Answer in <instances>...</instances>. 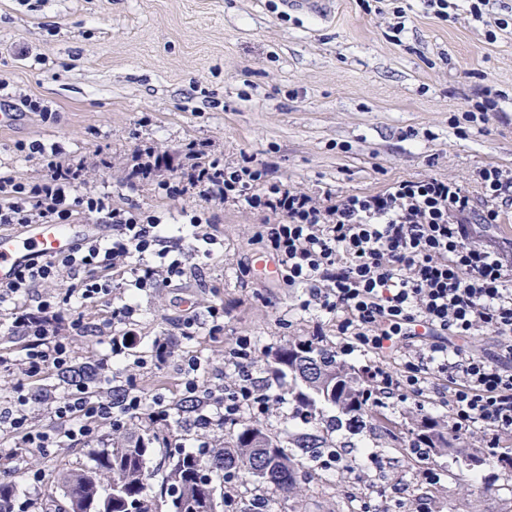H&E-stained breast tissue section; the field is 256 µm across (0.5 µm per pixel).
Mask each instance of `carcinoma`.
<instances>
[{"mask_svg": "<svg viewBox=\"0 0 512 512\" xmlns=\"http://www.w3.org/2000/svg\"><path fill=\"white\" fill-rule=\"evenodd\" d=\"M272 373L278 379L289 376L295 382L292 394L306 411V422L318 421L317 403L323 402L340 413L326 422L325 428L346 425L358 430L368 423L384 437L402 442L396 422L379 410L369 411L362 399L359 376L328 346L306 339L290 340L272 357ZM168 438L163 431L134 432L100 449L91 468L61 472L58 483L65 500L62 512H85L82 504L91 499L104 502L105 512H158V505L143 496V486L148 476L149 448L154 443H167ZM410 445L423 449L424 459L460 449L450 422L429 416L417 423ZM325 449L326 440L317 433H299L285 445L260 423H242L232 442L211 449L205 461L185 452L169 457L165 494L179 496L187 512H214L218 501L209 473L238 471L245 479L257 477L296 495L301 491L303 457ZM103 479L110 483V493L105 497L99 493Z\"/></svg>", "mask_w": 512, "mask_h": 512, "instance_id": "1", "label": "carcinoma"}]
</instances>
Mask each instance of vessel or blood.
I'll return each mask as SVG.
<instances>
[{
    "mask_svg": "<svg viewBox=\"0 0 512 512\" xmlns=\"http://www.w3.org/2000/svg\"><path fill=\"white\" fill-rule=\"evenodd\" d=\"M107 227L87 218L77 224H28L0 229V284L15 280L33 260L64 254L80 243L102 239Z\"/></svg>",
    "mask_w": 512,
    "mask_h": 512,
    "instance_id": "vessel-or-blood-1",
    "label": "vessel or blood"
}]
</instances>
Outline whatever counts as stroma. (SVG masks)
Listing matches in <instances>:
<instances>
[{
	"mask_svg": "<svg viewBox=\"0 0 512 512\" xmlns=\"http://www.w3.org/2000/svg\"><path fill=\"white\" fill-rule=\"evenodd\" d=\"M319 18L287 11L282 0H0V83L12 97L37 98L56 113L45 122L23 113L0 127V162L17 176L41 175L39 157L14 152L38 140L65 154L110 156L103 178L115 204L134 203L181 220L180 206L151 186H122L126 157L141 144L157 149L163 177L175 172L182 143H210L235 165L251 156L275 164L289 185L317 196L375 193L398 179L452 178L478 192L486 165L512 170V0H490L509 26L496 40L472 19L466 0H453L447 19L424 0H333ZM499 93L488 122L472 121L467 105L478 92ZM224 238L223 254L198 259L180 286L159 284L138 296L136 343L115 370L113 386L135 375L144 396L180 403L181 359L201 362V386L235 378L225 353L236 337H251L261 355L253 376H268L267 358L291 339L311 336L316 316L298 310L297 291L268 280L255 267L267 247L260 216L232 204L211 207ZM224 307V333L173 337L157 356L156 338L172 323L205 320ZM260 422L280 438L306 431L291 394ZM168 445H155L144 493L159 497L167 456L190 451L197 437L184 424L169 427ZM336 447L355 459L353 470L304 462L294 496L256 480L230 486L212 480L224 512H247L253 498L269 512H364L378 505L405 512H512V472L485 456L479 471L464 457L421 462L370 429L331 431ZM96 447L24 448L6 479L16 489L38 470L36 512H54L62 499L57 475L92 466ZM438 479L426 481L425 471Z\"/></svg>",
	"mask_w": 512,
	"mask_h": 512,
	"instance_id": "obj_1",
	"label": "stroma"
}]
</instances>
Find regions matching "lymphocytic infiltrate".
<instances>
[{
  "mask_svg": "<svg viewBox=\"0 0 512 512\" xmlns=\"http://www.w3.org/2000/svg\"><path fill=\"white\" fill-rule=\"evenodd\" d=\"M14 148L43 162L40 177L28 180L0 166V227L72 224L84 217L109 225L104 239L64 255L40 258L17 279L0 284V317L10 335L26 339L23 356L0 351V367L18 366L28 383L0 408V433L12 446L58 448L100 440L102 428L119 430L143 419L169 423L172 406L164 397H144L127 378L119 395H101L98 382L110 381L111 358L124 354L134 335L137 292L172 284L187 273L190 256L209 257L223 247L214 218L182 209L183 224L170 232L163 216L136 205H116L92 170H108L111 159L63 155L40 141ZM126 186L149 184L165 199H196L207 205L231 203L261 216L260 235L278 261L281 277L300 292L299 307L336 325L341 353L372 356V375L387 394L411 399L417 409L448 417L455 430L469 433L487 425L512 434V264L505 248L479 243L476 224L498 223L499 204L512 203V173L487 165L478 172L481 198L449 178L401 179L373 194L320 198L288 185L265 160L236 165L211 154L204 142L180 151L175 176L159 178L153 147H137L127 158ZM125 275L127 297L102 323L90 326L69 310L71 302H95L112 294L113 273ZM66 283L63 293L52 286ZM110 339V353L95 362V377L67 384L44 400L38 384L45 375L73 370V347L64 328ZM487 331L497 338L490 353L464 345ZM401 351L398 369L385 356ZM257 346L238 337L230 352L237 379L204 389L189 359L183 383L196 399L191 426L208 433L238 422L243 412L267 414L278 397L251 373ZM45 404L57 428L43 430L32 419Z\"/></svg>",
  "mask_w": 512,
  "mask_h": 512,
  "instance_id": "f902f5d3",
  "label": "lymphocytic infiltrate"
}]
</instances>
